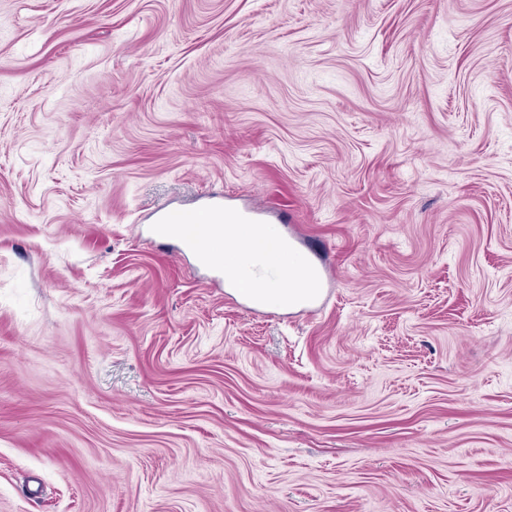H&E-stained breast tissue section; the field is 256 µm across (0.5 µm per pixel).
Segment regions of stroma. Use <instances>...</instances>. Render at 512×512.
I'll return each instance as SVG.
<instances>
[{
  "label": "stroma",
  "mask_w": 512,
  "mask_h": 512,
  "mask_svg": "<svg viewBox=\"0 0 512 512\" xmlns=\"http://www.w3.org/2000/svg\"><path fill=\"white\" fill-rule=\"evenodd\" d=\"M0 512H512V0H0ZM211 198L212 201L200 209L172 207L156 210L152 215V224H157V228L153 227V232L160 237L177 238L197 260L213 266L207 259L211 258L217 246L216 232L224 225V234L218 244L221 249L218 258L224 264V273L234 274L241 249L248 246L260 233L255 224H265L261 233L264 243L281 248L283 243L287 244V254L294 266L310 269L314 274L315 294L299 306L303 308L301 310L313 307L322 299L324 289L333 274L318 262L316 254L309 247H305L300 237L289 234L284 225L288 223L284 218L276 215L271 208L236 207L227 204L221 192H215ZM229 218L232 219V224H225L224 221ZM261 250V244L249 245L240 255L241 264L244 267L251 265ZM289 256L288 281L281 288H265L260 276L255 274L248 281L251 288H242L247 280L238 277L235 287L232 288L233 292L250 304L264 300L269 293H275L282 305L281 309L298 305L297 299L314 288H311L312 283L307 275L291 268Z\"/></svg>",
  "instance_id": "35a3bbf8"
}]
</instances>
